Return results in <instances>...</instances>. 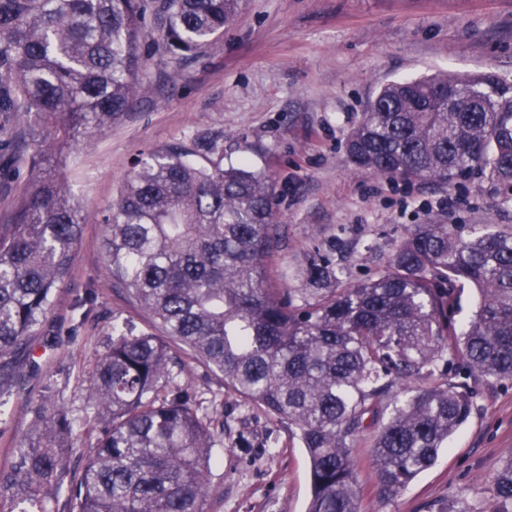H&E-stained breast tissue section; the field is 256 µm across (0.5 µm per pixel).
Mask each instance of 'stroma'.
<instances>
[{
	"mask_svg": "<svg viewBox=\"0 0 512 512\" xmlns=\"http://www.w3.org/2000/svg\"><path fill=\"white\" fill-rule=\"evenodd\" d=\"M438 70L512 83V0H246L187 65L153 53L135 106L110 131L75 143L55 171L69 182L85 224L70 277L30 339L39 372L17 381L11 419L0 424V474L10 472L49 376L59 378L54 401L78 427L92 425L89 379L113 322L156 330L103 256V212L149 152L185 147L201 158L215 147L225 165L245 162L270 175L282 238L273 277L290 288L306 287L297 272L312 258L329 259L345 283L373 275L412 225L435 215L468 233L512 225V202L502 203L490 180L396 183L347 158L346 136L381 85ZM31 183L27 166L0 172V224L10 223ZM177 382L221 431L206 512H305L308 462L293 428L196 360L185 359ZM473 388L469 420L436 464L395 495L379 490L378 423L355 438L359 512H441L455 501L485 512L497 473L512 459V380Z\"/></svg>",
	"mask_w": 512,
	"mask_h": 512,
	"instance_id": "stroma-1",
	"label": "stroma"
}]
</instances>
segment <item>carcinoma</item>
I'll return each instance as SVG.
<instances>
[{"label":"carcinoma","instance_id":"cac0c4a2","mask_svg":"<svg viewBox=\"0 0 512 512\" xmlns=\"http://www.w3.org/2000/svg\"><path fill=\"white\" fill-rule=\"evenodd\" d=\"M243 0H0V147L34 169L110 128L138 100L151 51L191 60ZM352 163L389 180L438 186L485 176L512 199V83L446 72L384 85L349 131ZM186 149L135 163L104 217L107 268L161 335L112 325L91 376L97 434L68 468L76 420L52 400L31 409L8 512H204L215 435L175 383L171 346L297 431L311 481L306 512H358L351 441L389 414L374 439L380 492L432 467L469 419L474 391L458 367L512 379V228L463 235L416 224L377 274L343 284L328 262L300 275L303 304L270 288L278 253L276 187L247 165L195 163ZM83 218L60 179L32 183L0 225V423L29 339L66 284ZM480 292L461 331L448 323L458 284ZM406 389L387 412L394 380ZM488 512H512V460Z\"/></svg>","mask_w":512,"mask_h":512}]
</instances>
